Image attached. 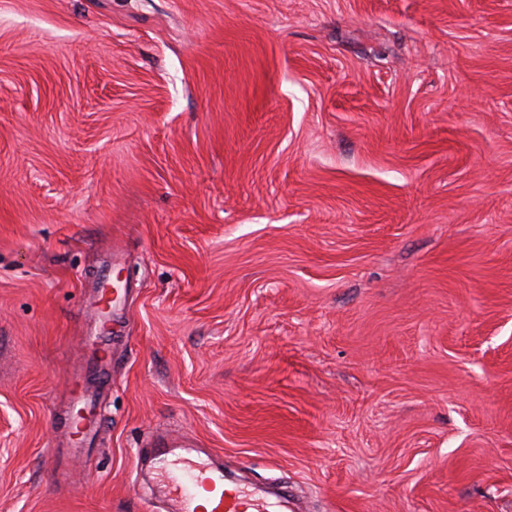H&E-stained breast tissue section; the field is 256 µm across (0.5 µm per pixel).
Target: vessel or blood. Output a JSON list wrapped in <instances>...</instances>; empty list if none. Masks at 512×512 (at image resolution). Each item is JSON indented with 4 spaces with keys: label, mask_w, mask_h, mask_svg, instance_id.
<instances>
[{
    "label": "vessel or blood",
    "mask_w": 512,
    "mask_h": 512,
    "mask_svg": "<svg viewBox=\"0 0 512 512\" xmlns=\"http://www.w3.org/2000/svg\"><path fill=\"white\" fill-rule=\"evenodd\" d=\"M128 287L115 281L111 270L98 276L93 306L100 320L99 329L87 338L93 355L109 353L112 315L123 309ZM73 407L79 412L75 431L88 437L97 430L95 394L83 388L73 398ZM152 466L156 475L165 480L167 512H277L279 500L262 496L257 491L239 484H228L224 466L212 454L203 452L198 443L183 439L157 436L153 445Z\"/></svg>",
    "instance_id": "vessel-or-blood-1"
}]
</instances>
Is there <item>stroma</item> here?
I'll return each mask as SVG.
<instances>
[{
  "label": "stroma",
  "mask_w": 512,
  "mask_h": 512,
  "mask_svg": "<svg viewBox=\"0 0 512 512\" xmlns=\"http://www.w3.org/2000/svg\"><path fill=\"white\" fill-rule=\"evenodd\" d=\"M159 429L308 512H512V0H0V512H160ZM97 284V290L93 296V306L99 316L100 329L87 337V344L92 352V363L94 364L98 361L99 355L109 354L111 317L116 311L124 308L128 293L126 282H117L112 279V267L99 274ZM73 410H78L79 418L75 423V434H80V442H84L87 437L97 430V412L95 402V391L87 388H81L73 398Z\"/></svg>",
  "instance_id": "1"
}]
</instances>
